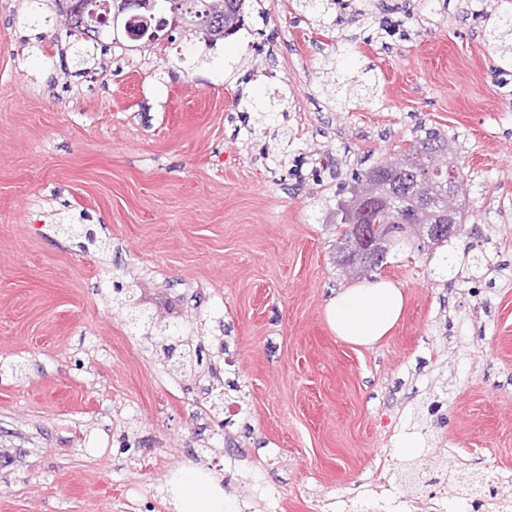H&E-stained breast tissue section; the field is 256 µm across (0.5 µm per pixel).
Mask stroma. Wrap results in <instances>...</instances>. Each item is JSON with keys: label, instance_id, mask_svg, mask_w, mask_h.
<instances>
[{"label": "stroma", "instance_id": "1", "mask_svg": "<svg viewBox=\"0 0 512 512\" xmlns=\"http://www.w3.org/2000/svg\"><path fill=\"white\" fill-rule=\"evenodd\" d=\"M365 2L246 0L205 63L179 37L77 66L53 0H0V512H175L184 465L239 512H471L469 479L512 512V59L494 0ZM340 74L373 97L337 103ZM423 127L455 141L463 231L391 248L402 319L355 346L325 312L336 204ZM118 283L202 365L169 374Z\"/></svg>", "mask_w": 512, "mask_h": 512}]
</instances>
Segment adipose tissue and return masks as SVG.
<instances>
[{
    "label": "adipose tissue",
    "mask_w": 512,
    "mask_h": 512,
    "mask_svg": "<svg viewBox=\"0 0 512 512\" xmlns=\"http://www.w3.org/2000/svg\"><path fill=\"white\" fill-rule=\"evenodd\" d=\"M404 295L393 282H365L336 293L326 305L327 321L337 337L347 343L369 346L399 322ZM178 512H233L218 482L184 471L173 488Z\"/></svg>",
    "instance_id": "obj_1"
}]
</instances>
